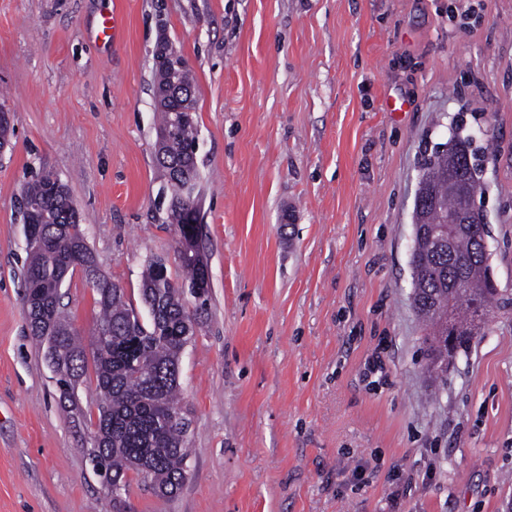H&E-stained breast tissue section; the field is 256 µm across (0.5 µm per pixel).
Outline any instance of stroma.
<instances>
[{
	"instance_id": "1",
	"label": "stroma",
	"mask_w": 512,
	"mask_h": 512,
	"mask_svg": "<svg viewBox=\"0 0 512 512\" xmlns=\"http://www.w3.org/2000/svg\"><path fill=\"white\" fill-rule=\"evenodd\" d=\"M162 36L196 81L209 306L180 363L187 480L163 498L135 476L116 501L87 461L94 356L68 413L29 334L20 201L56 174L148 321L146 260L182 277L154 158ZM0 108V512H512V0H0ZM458 120L493 145L498 295L437 378L412 211ZM62 291L90 337L95 292L78 271Z\"/></svg>"
}]
</instances>
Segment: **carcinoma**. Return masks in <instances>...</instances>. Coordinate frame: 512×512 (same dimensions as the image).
I'll return each mask as SVG.
<instances>
[{
    "instance_id": "carcinoma-1",
    "label": "carcinoma",
    "mask_w": 512,
    "mask_h": 512,
    "mask_svg": "<svg viewBox=\"0 0 512 512\" xmlns=\"http://www.w3.org/2000/svg\"><path fill=\"white\" fill-rule=\"evenodd\" d=\"M195 91L191 70H172L155 62L157 131L174 129L157 149L156 164L163 173L168 196L167 223L188 227L199 237L196 201L185 197V185L201 178L189 161L199 147L195 99L176 95ZM454 136L424 159L420 184L429 198L419 220L423 226H449L444 243L422 241L411 251L413 304L426 326L425 343L435 374L444 373L448 351L466 349L489 312L496 295L488 255L476 240L479 225L447 224L463 214L462 187L481 188L479 159L471 149L472 136L453 130ZM65 184L55 185L41 173L26 183L23 219L41 225L45 243L26 248L24 303L30 335L44 349L63 401L73 402L85 371V349L64 314L56 285L80 270L96 293L101 316L92 346L99 391V437L88 453L89 462L101 465L114 484L129 491V473L152 484L159 496L175 495L187 472L188 418L179 406L180 358L207 313L208 292H198L209 279L208 263L195 245L179 253L185 277L171 278L163 258L147 261L142 272L141 301L150 321L143 324L124 299V289L101 273Z\"/></svg>"
}]
</instances>
